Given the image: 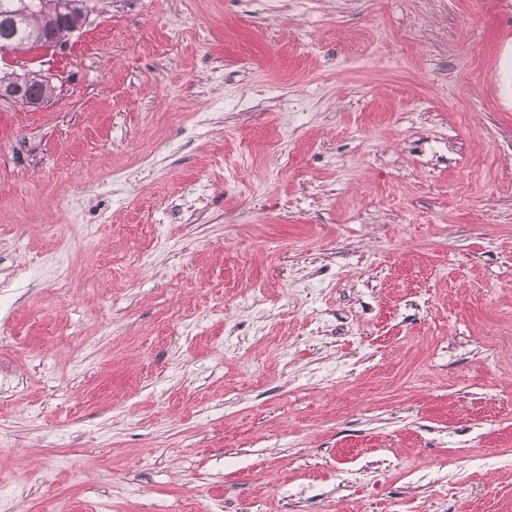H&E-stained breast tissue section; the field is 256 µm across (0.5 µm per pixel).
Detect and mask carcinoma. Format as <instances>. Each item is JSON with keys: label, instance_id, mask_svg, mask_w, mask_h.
<instances>
[{"label": "carcinoma", "instance_id": "1", "mask_svg": "<svg viewBox=\"0 0 512 512\" xmlns=\"http://www.w3.org/2000/svg\"><path fill=\"white\" fill-rule=\"evenodd\" d=\"M89 0H0V45L7 49L63 46L85 24ZM19 81L30 104L53 97L55 87L36 71L3 73L0 82Z\"/></svg>", "mask_w": 512, "mask_h": 512}]
</instances>
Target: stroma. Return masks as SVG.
<instances>
[{
	"instance_id": "1",
	"label": "stroma",
	"mask_w": 512,
	"mask_h": 512,
	"mask_svg": "<svg viewBox=\"0 0 512 512\" xmlns=\"http://www.w3.org/2000/svg\"><path fill=\"white\" fill-rule=\"evenodd\" d=\"M92 6L0 51V512H512V0ZM20 81L26 89L28 100L31 105H39L41 100L51 99L54 95L55 87L49 83L45 76L36 71H26L24 73H1L0 86L12 81ZM0 98L27 104L28 100L22 95V89L10 87L8 91L3 86L0 87Z\"/></svg>"
}]
</instances>
